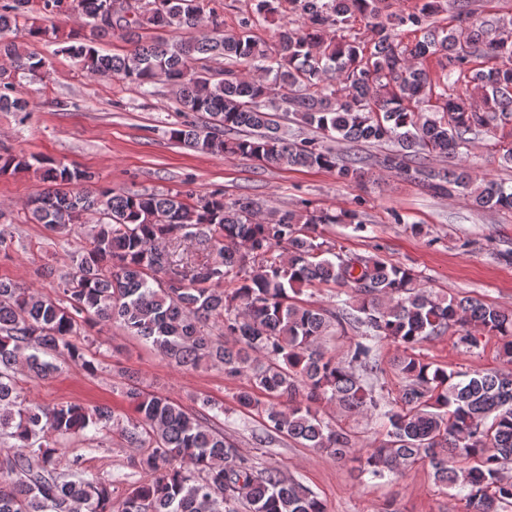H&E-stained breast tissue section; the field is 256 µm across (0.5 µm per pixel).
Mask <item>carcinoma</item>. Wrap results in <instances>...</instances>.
Here are the masks:
<instances>
[{"label": "carcinoma", "instance_id": "1", "mask_svg": "<svg viewBox=\"0 0 512 512\" xmlns=\"http://www.w3.org/2000/svg\"><path fill=\"white\" fill-rule=\"evenodd\" d=\"M32 0L0 3V111L25 112L16 76H48L46 62L8 32L27 40L56 34L55 19L77 15L80 30L61 51L95 78L140 87L163 80L176 91L178 111L203 120L170 126L169 139L203 154L244 157L260 166L317 167L347 182L366 178L360 156L341 157L332 142L390 144L380 164L413 177L432 193H464L482 210L512 211V185L486 181L462 165L474 130L512 121V21H481L459 4L454 24L434 16L444 0H418L407 14L394 0H289L302 24L279 26L271 46L253 29L275 12L276 0H256L238 28L210 0H148L128 19L103 22L109 0ZM372 19L366 45L349 34ZM421 38L409 44L399 28ZM126 33L131 48L104 54L101 40ZM195 31L177 41L146 42L137 30ZM437 57L446 81L427 69ZM222 58L224 68L210 61ZM485 59L491 66H474ZM472 94L455 92L458 84ZM321 138L299 139L282 129L280 113ZM432 155L451 167L427 166ZM32 171L50 188L30 199L28 220L68 235L92 224L88 244L70 256L62 296L46 297L0 278V512H327L325 503L276 467L242 456L207 411L216 403L179 402L130 384L122 396L133 414L65 402L52 407L21 394L18 376L46 379L57 360L89 375L99 359L83 335L86 327L119 324L151 343L180 368H224L247 384L240 408L255 412L258 444L277 436L354 463L359 478L427 465L434 481L463 492V512L512 508V370L457 371L420 354L453 328L457 344L477 348L499 338V356L512 364V311L470 297L420 288V275L375 255L338 250L322 240L325 224L365 229L360 215L308 208L263 213L248 197L224 194H156L93 186L77 166L23 154H0V175ZM194 238L203 259L174 265L165 245ZM336 289L331 307L305 303V291ZM213 321L222 338L198 324ZM353 333L343 357L324 345L332 333ZM397 347L393 366L404 380L390 399L379 343ZM343 416H374L385 436L375 448L356 447L355 435L325 421L320 404ZM110 429L136 449L131 467L145 479L121 497L112 483L65 456L61 439L93 443Z\"/></svg>", "mask_w": 512, "mask_h": 512}]
</instances>
